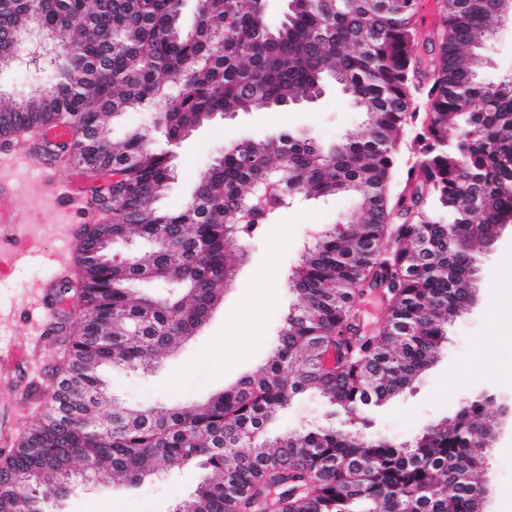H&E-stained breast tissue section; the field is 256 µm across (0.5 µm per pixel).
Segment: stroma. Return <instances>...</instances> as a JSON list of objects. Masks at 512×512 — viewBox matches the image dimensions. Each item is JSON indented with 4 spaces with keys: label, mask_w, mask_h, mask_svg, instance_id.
<instances>
[{
    "label": "stroma",
    "mask_w": 512,
    "mask_h": 512,
    "mask_svg": "<svg viewBox=\"0 0 512 512\" xmlns=\"http://www.w3.org/2000/svg\"><path fill=\"white\" fill-rule=\"evenodd\" d=\"M482 54L485 80L512 76V19L497 23ZM364 121V114L332 83L320 100L305 107L257 108L230 119L218 118L177 144L154 131L153 146L172 153L176 165V177L159 206L167 211L180 208L189 199L198 172L232 142L274 140L292 134L330 144L361 129ZM41 154V168L20 166L9 172L20 209L35 216L30 230L41 238L42 246L26 251L24 262L10 275L0 277V311L11 316L0 328V339L20 350L15 362L0 365V426L8 429L15 424L17 405L29 399L37 381L29 359L42 360L46 368H53L63 354L61 340L66 331L78 327L72 318L66 328L46 330L41 338L28 333L31 312L22 303L44 283L54 280L53 255L62 247L64 234L57 229V208L43 201L33 187L44 169L54 172L63 183L79 178L85 192L96 184L88 173L69 163L67 151L45 148ZM353 206L348 197L296 199L276 223L263 225L247 243V261L205 329L153 372L105 371L110 394L131 404L197 403L263 365L283 315L296 301L286 288L288 271L311 246L314 232L352 216ZM475 254L476 300L449 324L448 340L438 360L410 390L374 407L364 422L333 412L316 395L304 394L272 424V431L318 426L363 428L370 435L402 443L426 426L452 416L463 401L480 393L491 394L489 407L494 411L511 403L512 317L505 311L512 307V286L504 282L500 271L512 263V227L504 231L492 250L479 248ZM239 335L252 338L242 356L229 344ZM204 475V470L190 463L136 487L99 480L53 502L52 508L54 512H171L176 499L190 495ZM483 478L486 512H512V419L497 431Z\"/></svg>",
    "instance_id": "1"
}]
</instances>
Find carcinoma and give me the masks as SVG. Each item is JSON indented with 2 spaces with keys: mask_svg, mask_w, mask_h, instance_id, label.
Wrapping results in <instances>:
<instances>
[{
  "mask_svg": "<svg viewBox=\"0 0 512 512\" xmlns=\"http://www.w3.org/2000/svg\"><path fill=\"white\" fill-rule=\"evenodd\" d=\"M0 0V70L52 73L0 106V141L69 123L79 143L106 138L101 169L121 177L112 216L80 229L148 249L132 261H77L79 331L59 364L51 402L14 448L0 452V512H51L82 480L139 484L150 465L194 462L212 472L173 512H478L491 430L482 399L408 444L317 427L267 435L295 396L315 392L360 418L403 393L439 357L448 323L476 291L474 251L512 223V77H479L475 49L500 20L497 0H437L423 58L418 0H291L273 22L264 0ZM428 81L411 109L413 80ZM365 115L328 149L310 139L241 140L202 172L177 211L156 203L170 154L137 130L121 142L110 121L154 110L178 143L217 115L319 99L327 79ZM419 125L417 164L392 189L404 128ZM356 197L355 224H334L291 270L298 303L283 317L263 367L203 403L140 407L107 395L100 370L148 373L198 335L234 282L238 242L273 223L298 195ZM378 293L370 326L362 298Z\"/></svg>",
  "mask_w": 512,
  "mask_h": 512,
  "instance_id": "1",
  "label": "carcinoma"
}]
</instances>
